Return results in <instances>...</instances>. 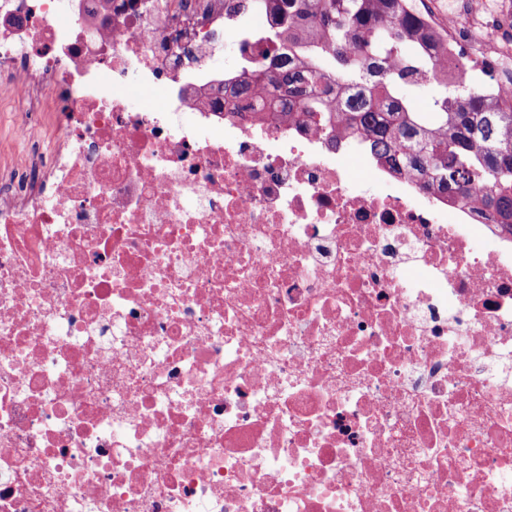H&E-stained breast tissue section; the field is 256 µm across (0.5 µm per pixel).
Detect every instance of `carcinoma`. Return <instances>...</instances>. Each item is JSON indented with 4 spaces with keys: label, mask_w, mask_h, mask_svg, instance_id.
Masks as SVG:
<instances>
[{
    "label": "carcinoma",
    "mask_w": 512,
    "mask_h": 512,
    "mask_svg": "<svg viewBox=\"0 0 512 512\" xmlns=\"http://www.w3.org/2000/svg\"><path fill=\"white\" fill-rule=\"evenodd\" d=\"M258 7L272 21L273 59L234 97L291 123L327 126L339 114L379 165L512 231V102L484 85L455 92L448 37L416 0H224L241 17ZM421 96L432 111L414 110Z\"/></svg>",
    "instance_id": "1"
}]
</instances>
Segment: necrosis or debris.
Returning a JSON list of instances; mask_svg holds the SVG:
<instances>
[{
    "label": "necrosis or debris",
    "mask_w": 512,
    "mask_h": 512,
    "mask_svg": "<svg viewBox=\"0 0 512 512\" xmlns=\"http://www.w3.org/2000/svg\"><path fill=\"white\" fill-rule=\"evenodd\" d=\"M267 25L0 0V512H512V233L243 111ZM446 29L511 100L512 0Z\"/></svg>",
    "instance_id": "necrosis-or-debris-1"
}]
</instances>
